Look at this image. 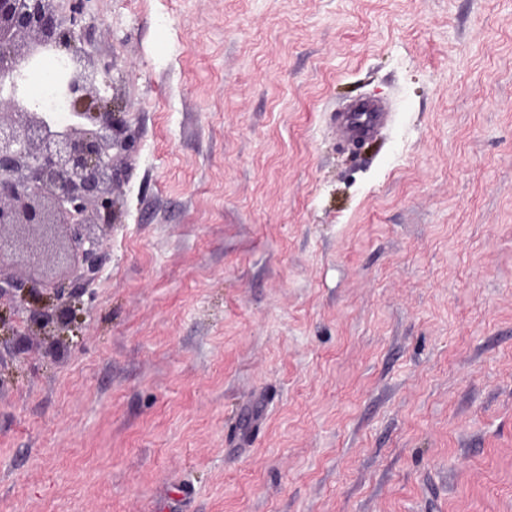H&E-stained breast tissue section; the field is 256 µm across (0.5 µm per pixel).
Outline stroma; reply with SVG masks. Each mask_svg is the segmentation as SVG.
Returning <instances> with one entry per match:
<instances>
[{
  "instance_id": "35a3bbf8",
  "label": "stroma",
  "mask_w": 512,
  "mask_h": 512,
  "mask_svg": "<svg viewBox=\"0 0 512 512\" xmlns=\"http://www.w3.org/2000/svg\"><path fill=\"white\" fill-rule=\"evenodd\" d=\"M84 12L136 150L0 365V512H512V0ZM388 120L384 102L361 101L337 112L336 130L342 141H364L376 137Z\"/></svg>"
}]
</instances>
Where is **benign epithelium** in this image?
<instances>
[{
  "mask_svg": "<svg viewBox=\"0 0 512 512\" xmlns=\"http://www.w3.org/2000/svg\"><path fill=\"white\" fill-rule=\"evenodd\" d=\"M60 2L0 0V91L7 94L0 105L17 116L0 119V302L19 315L3 345L18 363L31 326L65 334L74 298L67 284L98 280L103 244L89 227L112 224L113 151L135 147L112 94L115 63L102 64L77 44L84 0H71L67 20ZM47 58L60 65L63 124L28 92ZM19 258L33 269L25 280L13 273ZM46 260L67 277L48 274Z\"/></svg>",
  "mask_w": 512,
  "mask_h": 512,
  "instance_id": "benign-epithelium-1",
  "label": "benign epithelium"
}]
</instances>
